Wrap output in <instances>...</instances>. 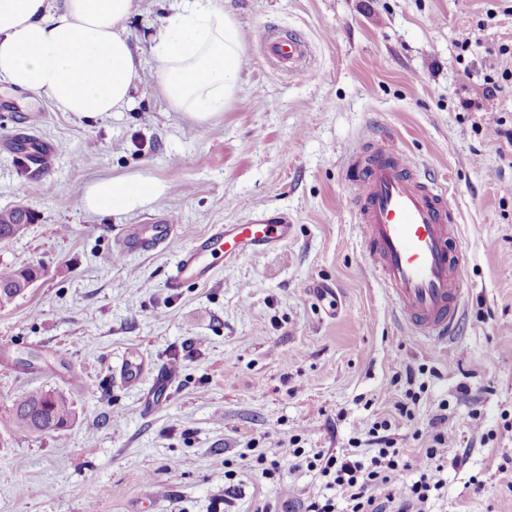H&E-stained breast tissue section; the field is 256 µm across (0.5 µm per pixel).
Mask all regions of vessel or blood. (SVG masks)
<instances>
[{"mask_svg":"<svg viewBox=\"0 0 512 512\" xmlns=\"http://www.w3.org/2000/svg\"><path fill=\"white\" fill-rule=\"evenodd\" d=\"M265 53L273 61L291 65L304 55L296 39L276 37L266 43ZM351 161L366 168L356 218L369 270L414 333L434 347L446 343L456 329L465 284L456 211L406 152L394 145L384 141L370 145L367 156L355 152ZM172 230L169 224L145 225L135 236V246L152 251ZM293 233L290 218L280 212L258 213L247 224L212 225L181 253L169 286L176 291L206 283L213 275L214 259L231 264L285 245ZM117 374L129 386L152 375L154 389L144 399L146 411H155L171 396L170 366L152 365L132 355Z\"/></svg>","mask_w":512,"mask_h":512,"instance_id":"1","label":"vessel or blood"}]
</instances>
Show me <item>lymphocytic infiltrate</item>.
Listing matches in <instances>:
<instances>
[{
	"label": "lymphocytic infiltrate",
	"instance_id": "obj_1",
	"mask_svg": "<svg viewBox=\"0 0 512 512\" xmlns=\"http://www.w3.org/2000/svg\"><path fill=\"white\" fill-rule=\"evenodd\" d=\"M413 394H406L395 403L392 414L375 418L361 431L362 438L352 441L350 448L335 453L318 451L306 455L298 438H290L275 458L260 454L255 458L261 474L274 479L282 466L307 467L319 470L336 497L310 498L302 504L301 512H425L430 497L443 489L445 471L465 463V456L448 454V414L440 411L428 421L422 441L421 454L409 459L397 448L392 430L397 424L412 420ZM368 443L373 453L363 456L361 443ZM419 470L415 481H408L411 470Z\"/></svg>",
	"mask_w": 512,
	"mask_h": 512
}]
</instances>
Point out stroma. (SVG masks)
Returning <instances> with one entry per match:
<instances>
[{
    "mask_svg": "<svg viewBox=\"0 0 512 512\" xmlns=\"http://www.w3.org/2000/svg\"><path fill=\"white\" fill-rule=\"evenodd\" d=\"M245 46L237 91L200 123L159 94L151 42L174 0H140L123 33L141 61L130 103L95 119L0 83V209L29 208L0 242V267L44 277L0 310V512H297L327 495L318 472L262 478L297 435L306 452L348 448L360 423L392 410L417 369L416 431L448 407L449 453H467L427 512H512V0H218ZM304 42L299 67L273 65L269 34ZM472 39L469 51L460 44ZM501 80L485 94L486 79ZM50 144L53 165L14 151L19 133ZM395 142L445 187L467 259L455 339L431 347L404 326L366 269L356 224L361 173L346 151ZM140 173L166 187L128 213L86 212L96 178ZM288 213V244L212 278L168 288L178 253L215 224ZM144 224H175L150 253L119 256ZM178 364L172 395L142 410L150 380H115L129 354ZM67 397L75 416L49 434L16 429L13 400Z\"/></svg>",
    "mask_w": 512,
    "mask_h": 512,
    "instance_id": "stroma-1",
    "label": "stroma"
}]
</instances>
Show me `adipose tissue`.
I'll return each instance as SVG.
<instances>
[{"instance_id": "1", "label": "adipose tissue", "mask_w": 512, "mask_h": 512, "mask_svg": "<svg viewBox=\"0 0 512 512\" xmlns=\"http://www.w3.org/2000/svg\"><path fill=\"white\" fill-rule=\"evenodd\" d=\"M138 0H0V80L47 96L63 112L96 118L128 105L141 63L120 27ZM151 51L168 106L193 122L236 92L245 49L217 0H180ZM164 186L139 174L98 178L82 196L95 214L157 203Z\"/></svg>"}]
</instances>
